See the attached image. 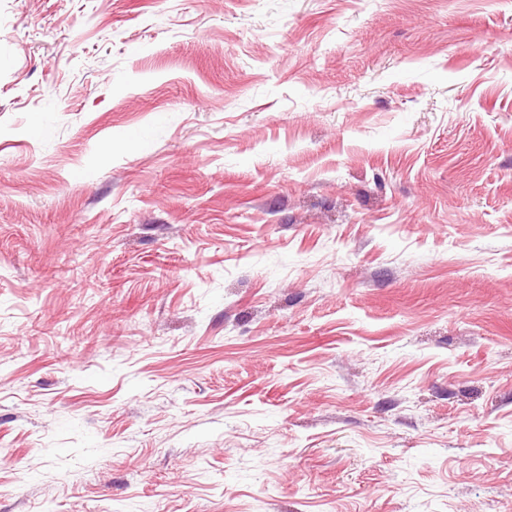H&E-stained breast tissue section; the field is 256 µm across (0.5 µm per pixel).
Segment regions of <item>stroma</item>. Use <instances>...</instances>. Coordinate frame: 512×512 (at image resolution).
<instances>
[{
	"label": "stroma",
	"mask_w": 512,
	"mask_h": 512,
	"mask_svg": "<svg viewBox=\"0 0 512 512\" xmlns=\"http://www.w3.org/2000/svg\"><path fill=\"white\" fill-rule=\"evenodd\" d=\"M512 512V0H0V512Z\"/></svg>",
	"instance_id": "35a3bbf8"
}]
</instances>
